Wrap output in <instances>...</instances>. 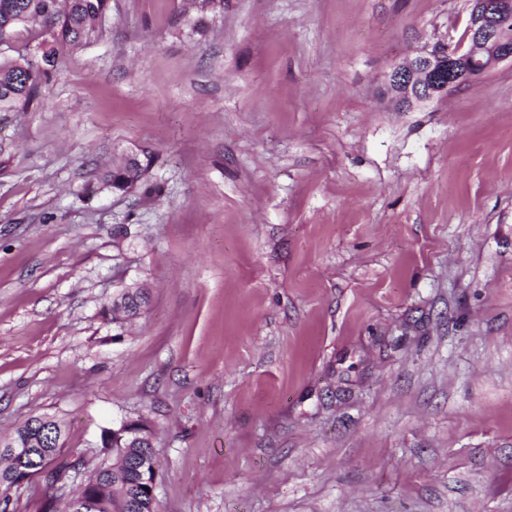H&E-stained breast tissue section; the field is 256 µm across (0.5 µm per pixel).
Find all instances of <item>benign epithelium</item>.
I'll use <instances>...</instances> for the list:
<instances>
[{
    "label": "benign epithelium",
    "instance_id": "obj_1",
    "mask_svg": "<svg viewBox=\"0 0 512 512\" xmlns=\"http://www.w3.org/2000/svg\"><path fill=\"white\" fill-rule=\"evenodd\" d=\"M465 49L444 43L426 45L394 64L387 74L390 103L398 110L412 109L462 81L469 72L512 66V39L502 34L512 16V0H475Z\"/></svg>",
    "mask_w": 512,
    "mask_h": 512
}]
</instances>
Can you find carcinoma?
<instances>
[{
  "label": "carcinoma",
  "instance_id": "cac0c4a2",
  "mask_svg": "<svg viewBox=\"0 0 512 512\" xmlns=\"http://www.w3.org/2000/svg\"><path fill=\"white\" fill-rule=\"evenodd\" d=\"M109 9V0H0V44L9 42L14 30L39 23L49 39L35 55L20 54L0 59V112H21L37 99L57 69L60 50L75 48L90 40L94 22ZM148 166L131 159L121 174L106 170L97 186H89L88 196L112 190V182L142 183ZM149 302V289L125 288L112 305L103 309L112 323L123 324L139 317ZM132 432L104 436L103 458L85 469L81 453L62 452L64 426L43 415L22 422L10 438L0 439V486L18 487L27 474L38 467L20 463L14 449L32 445L40 448L45 466L51 468L46 483L53 487L66 483L73 474L87 470L77 495L71 501H85V512H159V504L150 495V484L157 473L152 449V429L146 419L131 422Z\"/></svg>",
  "mask_w": 512,
  "mask_h": 512
}]
</instances>
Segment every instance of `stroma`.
<instances>
[{
  "mask_svg": "<svg viewBox=\"0 0 512 512\" xmlns=\"http://www.w3.org/2000/svg\"><path fill=\"white\" fill-rule=\"evenodd\" d=\"M469 12L110 0L0 112V436L148 419L160 512H512V67L385 86ZM147 169L148 165H144L140 158L139 160L130 159L120 175L112 174V169L105 170L99 177L98 184L96 186H88L85 193L90 197L91 195L97 194V191H112V179L115 181L114 188H117L119 182L138 183L139 185L144 181ZM149 302V289L142 285L141 288H124L110 307L104 308L105 316H111L112 323L122 324L143 314Z\"/></svg>",
  "mask_w": 512,
  "mask_h": 512,
  "instance_id": "obj_1",
  "label": "stroma"
}]
</instances>
